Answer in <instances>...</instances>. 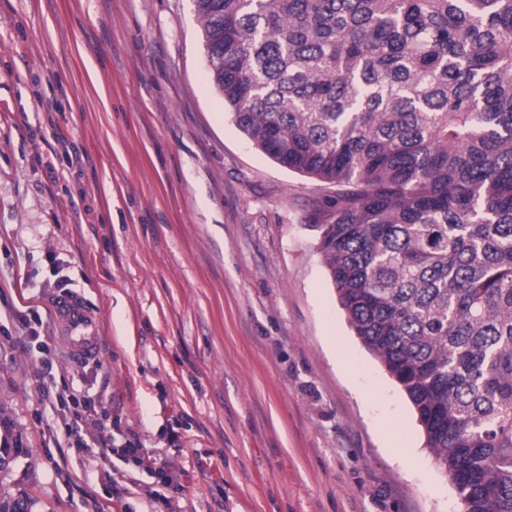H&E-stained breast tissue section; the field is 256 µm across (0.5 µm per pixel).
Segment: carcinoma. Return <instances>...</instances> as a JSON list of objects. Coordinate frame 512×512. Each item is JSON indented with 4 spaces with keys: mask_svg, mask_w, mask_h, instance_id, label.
I'll return each instance as SVG.
<instances>
[{
    "mask_svg": "<svg viewBox=\"0 0 512 512\" xmlns=\"http://www.w3.org/2000/svg\"><path fill=\"white\" fill-rule=\"evenodd\" d=\"M194 2L236 127L335 187L317 251L464 512H512V0Z\"/></svg>",
    "mask_w": 512,
    "mask_h": 512,
    "instance_id": "carcinoma-1",
    "label": "carcinoma"
}]
</instances>
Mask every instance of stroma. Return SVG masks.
Here are the masks:
<instances>
[{"mask_svg":"<svg viewBox=\"0 0 512 512\" xmlns=\"http://www.w3.org/2000/svg\"><path fill=\"white\" fill-rule=\"evenodd\" d=\"M193 0H0V473L34 512H463ZM78 297L99 354L71 357ZM0 423L3 426L4 434H1V446H0V459L2 462H6L4 457L10 458V461L5 465L0 466V472L7 470L10 464L20 456H29L30 449L24 448L21 438L13 435L12 426L7 419H0ZM4 456V457H3Z\"/></svg>","mask_w":512,"mask_h":512,"instance_id":"stroma-1","label":"stroma"}]
</instances>
